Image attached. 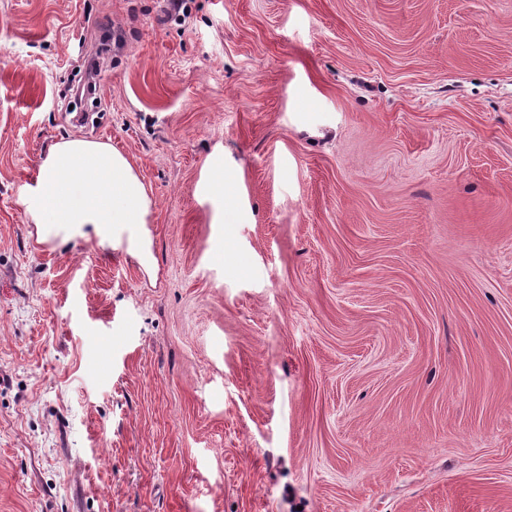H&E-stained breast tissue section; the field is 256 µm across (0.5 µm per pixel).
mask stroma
<instances>
[{"label": "stroma", "mask_w": 512, "mask_h": 512, "mask_svg": "<svg viewBox=\"0 0 512 512\" xmlns=\"http://www.w3.org/2000/svg\"><path fill=\"white\" fill-rule=\"evenodd\" d=\"M186 2L0 0V512H512V0ZM70 136L149 263L40 242ZM22 202L42 242L85 236L90 226L101 242L120 243L114 231L136 225L129 252L148 260L154 201L129 159L109 144L81 137L51 144ZM209 195L221 204V219L224 222L225 212L235 209L233 200L232 181L228 173L224 172V165L215 167L207 184Z\"/></svg>", "instance_id": "35a3bbf8"}]
</instances>
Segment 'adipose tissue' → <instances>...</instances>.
<instances>
[{
	"instance_id": "1",
	"label": "adipose tissue",
	"mask_w": 512,
	"mask_h": 512,
	"mask_svg": "<svg viewBox=\"0 0 512 512\" xmlns=\"http://www.w3.org/2000/svg\"><path fill=\"white\" fill-rule=\"evenodd\" d=\"M40 241L83 235L103 241L133 226L129 252L149 257L147 224L154 201L129 159L111 145L81 137L51 144L23 197Z\"/></svg>"
}]
</instances>
